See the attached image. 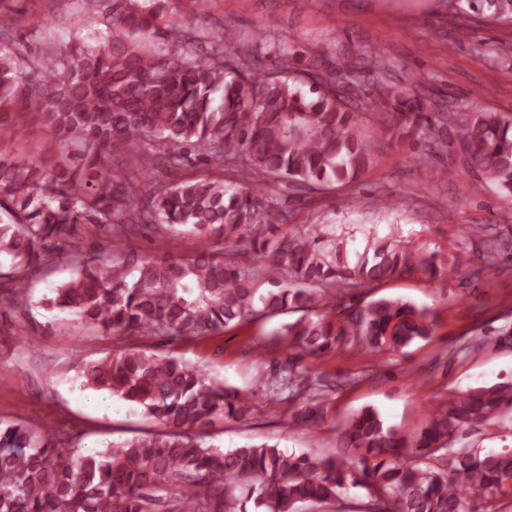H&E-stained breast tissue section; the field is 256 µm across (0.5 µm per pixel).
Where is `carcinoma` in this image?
I'll use <instances>...</instances> for the list:
<instances>
[{
	"label": "carcinoma",
	"instance_id": "1",
	"mask_svg": "<svg viewBox=\"0 0 512 512\" xmlns=\"http://www.w3.org/2000/svg\"><path fill=\"white\" fill-rule=\"evenodd\" d=\"M108 11L99 44L48 52L26 64L0 45V125L36 114L50 129L43 153L0 148V273L11 304L16 285L57 256L73 276L50 305L117 340L163 336L195 341L230 323L284 312L301 316L277 333L287 355L261 379L268 405L291 406L289 424L326 420L322 392L333 379L300 362L355 345L380 352L430 336L433 313L398 300L347 306L341 319L318 312L321 293L348 296L405 272L432 278L433 257L376 242L343 260L326 226L276 234L286 214L254 185H345L372 162L354 119L358 103L381 115V133L427 139L459 152L461 164L512 197V115L432 112L422 83L392 82L376 50L358 55L339 80L294 69L290 47L267 36L276 67L250 61L243 37L172 21L137 0H81ZM492 23L512 24V0H458ZM370 76L363 92L345 80ZM112 237L110 256H85L79 228ZM141 226L188 232L201 248L187 259H149L124 249ZM248 243L258 269L235 267L219 244ZM478 278L496 267L490 242ZM83 385L138 404L164 426L120 445L83 453L50 430L0 426V512H300L336 501L350 485L366 490L352 512H512V449L456 448L458 436L490 431L512 409V384L448 396L410 438L366 408L350 416L336 456L317 458L261 444L221 451L202 446L216 424L252 410L249 393L227 389L173 355L132 344L85 362ZM177 484L178 496L167 498Z\"/></svg>",
	"mask_w": 512,
	"mask_h": 512
}]
</instances>
